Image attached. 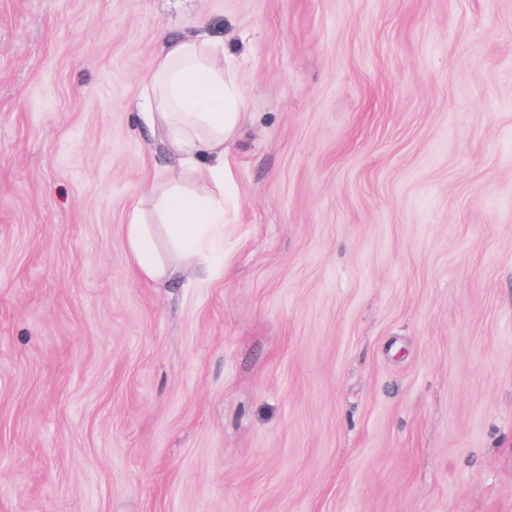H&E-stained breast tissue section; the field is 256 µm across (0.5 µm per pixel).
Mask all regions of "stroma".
<instances>
[{
    "mask_svg": "<svg viewBox=\"0 0 512 512\" xmlns=\"http://www.w3.org/2000/svg\"><path fill=\"white\" fill-rule=\"evenodd\" d=\"M200 31L239 207L156 282ZM0 512H512V0H0ZM147 224L143 210L133 206L124 227V237L131 260L141 275L159 280L170 275V266L160 254L156 242V229Z\"/></svg>",
    "mask_w": 512,
    "mask_h": 512,
    "instance_id": "obj_1",
    "label": "stroma"
}]
</instances>
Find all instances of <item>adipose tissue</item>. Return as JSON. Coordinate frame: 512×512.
I'll use <instances>...</instances> for the list:
<instances>
[{"mask_svg":"<svg viewBox=\"0 0 512 512\" xmlns=\"http://www.w3.org/2000/svg\"><path fill=\"white\" fill-rule=\"evenodd\" d=\"M220 43L205 36L165 40L164 52L144 91L142 119L159 131L180 170L194 174L195 189L172 183L152 198L156 224L132 207L124 227L131 260L152 280L169 276L157 230L186 261L224 252V226L235 206V184L226 157L243 129L241 96L230 72L218 67Z\"/></svg>","mask_w":512,"mask_h":512,"instance_id":"adipose-tissue-1","label":"adipose tissue"}]
</instances>
